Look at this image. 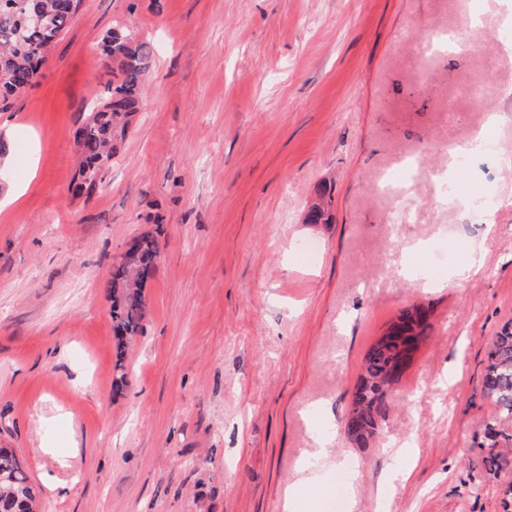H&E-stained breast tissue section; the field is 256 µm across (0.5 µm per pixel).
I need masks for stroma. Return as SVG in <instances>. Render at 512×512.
Listing matches in <instances>:
<instances>
[{"instance_id": "obj_1", "label": "stroma", "mask_w": 512, "mask_h": 512, "mask_svg": "<svg viewBox=\"0 0 512 512\" xmlns=\"http://www.w3.org/2000/svg\"><path fill=\"white\" fill-rule=\"evenodd\" d=\"M119 27L154 48L142 111L76 197L73 133ZM436 27L454 48L421 55ZM507 29L512 0H82L37 83L0 104V197L27 188L0 214V447L41 512H286L292 489L322 512L349 459L343 512H500L512 469L490 478L480 443L485 354L512 320ZM491 114L498 152L458 173L454 145ZM412 158L415 217L394 226L379 187ZM456 173L494 181L493 206L444 201ZM320 194L332 221L306 223ZM146 233L156 271L120 359L109 280ZM431 246L452 270L481 249L483 268L420 280L410 258ZM416 304L430 327L404 396L355 447L364 356Z\"/></svg>"}]
</instances>
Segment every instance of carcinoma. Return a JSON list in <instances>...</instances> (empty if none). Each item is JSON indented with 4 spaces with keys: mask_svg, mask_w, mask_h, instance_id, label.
<instances>
[{
    "mask_svg": "<svg viewBox=\"0 0 512 512\" xmlns=\"http://www.w3.org/2000/svg\"><path fill=\"white\" fill-rule=\"evenodd\" d=\"M81 0H0V100L23 95L35 82L48 51L73 21ZM34 9L45 14L41 25H30L26 17ZM104 60L112 63L108 95L84 121L78 143L82 160L72 184L73 193L89 195L102 181L116 155L117 143L127 135L139 112V91L151 66L152 50L118 29L102 39ZM158 258L156 239L140 237L135 270L114 267L109 283L112 328L118 340V356L124 355V339L143 328V288L153 276ZM429 327L428 311L415 306L401 313L388 332L368 350L349 405L355 437L352 443L368 447L386 417L389 399L400 381L392 371L410 350L423 343ZM483 397L493 412L484 425L480 447L487 451L486 471L496 475L512 466V322L493 337L484 366ZM0 512H38L36 492L13 449L0 448Z\"/></svg>",
    "mask_w": 512,
    "mask_h": 512,
    "instance_id": "carcinoma-1",
    "label": "carcinoma"
}]
</instances>
